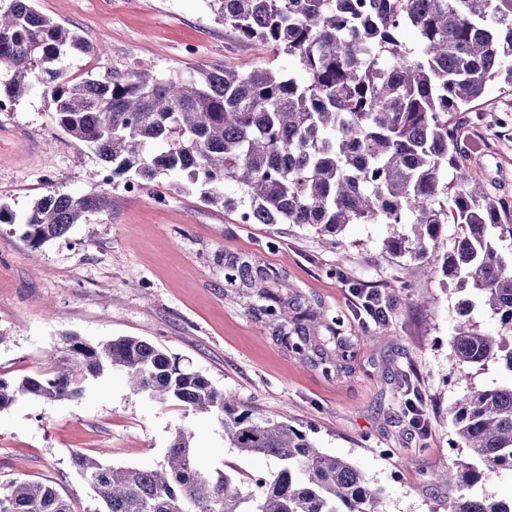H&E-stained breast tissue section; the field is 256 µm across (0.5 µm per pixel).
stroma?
Masks as SVG:
<instances>
[{"mask_svg":"<svg viewBox=\"0 0 512 512\" xmlns=\"http://www.w3.org/2000/svg\"><path fill=\"white\" fill-rule=\"evenodd\" d=\"M101 53L78 55L68 72L102 76L148 69L172 76L217 65L284 70L285 56L238 42L207 0H34ZM460 166L512 204V92L489 87L452 115ZM102 194L107 207L40 248L19 219L46 192ZM0 203L17 217L0 224V375L41 371L65 333L92 341L135 336L202 371L257 412L289 421L328 453L351 461L381 487L387 512H446L434 472L466 457L448 408L466 385L512 382L498 365L457 378L451 341L465 295L434 265L384 247L394 224H351L341 236L297 224H244L238 212L202 201L199 187L162 177L129 193L125 177L55 124L41 88L0 112ZM259 256L342 315L357 338L355 375L339 381L302 366L270 331L224 293V254ZM396 298L380 322H364L348 284ZM192 435L202 462L276 471L272 459L240 460L211 416L134 392L123 372L87 380L81 397L19 399L0 411V479L51 483L75 512H95L75 470V452L117 465L163 463L175 428Z\"/></svg>","mask_w":512,"mask_h":512,"instance_id":"1","label":"stroma"}]
</instances>
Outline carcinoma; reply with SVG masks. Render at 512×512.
I'll return each instance as SVG.
<instances>
[{
  "mask_svg": "<svg viewBox=\"0 0 512 512\" xmlns=\"http://www.w3.org/2000/svg\"><path fill=\"white\" fill-rule=\"evenodd\" d=\"M208 4L240 39L287 56L288 72L224 66L166 77L114 69L71 78L64 59L98 48L33 0H0V111L38 84L57 126L112 175L131 185L174 176L250 224H299L331 236L349 224L403 225L387 241L390 250L440 266L497 318L495 331L481 332L470 323V303L460 304L456 364L502 361L512 371V210L459 167L460 140L448 120L494 79L512 87V0ZM106 207L102 195L50 184L24 217V238L38 248ZM448 224L458 232L443 251ZM229 291L302 365L352 375L355 343L345 322L293 288L284 271L226 252ZM61 351V363L33 376H0V411L21 397L77 398L85 381L118 369L137 393L215 417L224 443L241 456L280 464L251 482L235 464H204L182 430L156 467L76 452L72 464L91 482L95 512H383L382 489L350 461L289 422L241 405L154 344L68 333ZM448 414L469 461L434 476L448 489L447 512H512V501L461 492L512 473V384L471 388ZM0 512L74 508L50 484L12 478L0 481Z\"/></svg>",
  "mask_w": 512,
  "mask_h": 512,
  "instance_id": "1",
  "label": "carcinoma"
}]
</instances>
